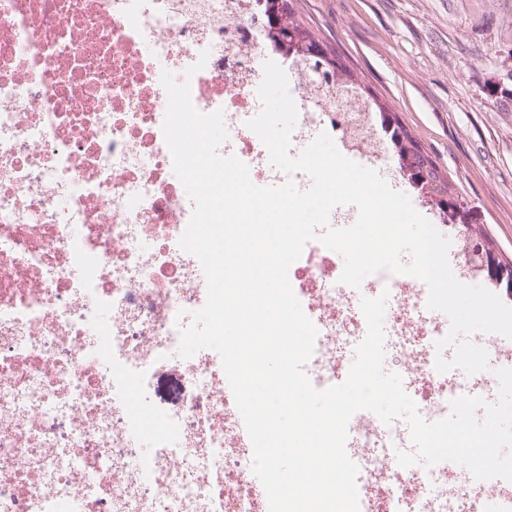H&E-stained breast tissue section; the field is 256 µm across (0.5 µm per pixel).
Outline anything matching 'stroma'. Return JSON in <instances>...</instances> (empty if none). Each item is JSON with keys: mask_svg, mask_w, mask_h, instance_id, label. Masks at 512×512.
Here are the masks:
<instances>
[{"mask_svg": "<svg viewBox=\"0 0 512 512\" xmlns=\"http://www.w3.org/2000/svg\"><path fill=\"white\" fill-rule=\"evenodd\" d=\"M298 10L447 179L460 209L448 222L408 185L400 190L450 238L449 264L465 284L489 287L463 254L473 229L512 263V104L490 92L507 79L512 0H298Z\"/></svg>", "mask_w": 512, "mask_h": 512, "instance_id": "35a3bbf8", "label": "stroma"}]
</instances>
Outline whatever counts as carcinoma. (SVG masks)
I'll list each match as a JSON object with an SVG mask.
<instances>
[{"mask_svg": "<svg viewBox=\"0 0 512 512\" xmlns=\"http://www.w3.org/2000/svg\"><path fill=\"white\" fill-rule=\"evenodd\" d=\"M283 9L288 13L286 27L280 30L278 36L267 34L266 39L269 43L277 51L290 54L309 67L323 66L327 84L336 80L344 85L354 82V77L349 73L347 66L342 62L336 63L338 56L297 17L295 0H283ZM377 111L380 124L389 131L390 150L397 159L399 171L407 175L412 188L419 193L425 191L435 199L447 193L448 182L441 176L438 167L423 150L416 137L400 123L391 125L386 116L388 110L384 107H377ZM415 165L425 168L427 180L421 187L409 173Z\"/></svg>", "mask_w": 512, "mask_h": 512, "instance_id": "carcinoma-1", "label": "carcinoma"}]
</instances>
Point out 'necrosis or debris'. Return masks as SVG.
Segmentation results:
<instances>
[{
  "label": "necrosis or debris",
  "mask_w": 512,
  "mask_h": 512,
  "mask_svg": "<svg viewBox=\"0 0 512 512\" xmlns=\"http://www.w3.org/2000/svg\"><path fill=\"white\" fill-rule=\"evenodd\" d=\"M255 16V0H0V512H269L219 354L178 355L207 284L179 246L193 203L162 131L161 75L188 81L201 113L222 111L219 151L258 186L311 184L271 165L247 126L269 59L298 111L291 155L325 133L381 177L396 170L371 105L305 93L304 65L273 52ZM339 277L335 252L316 241L289 269L318 330L304 366L312 385L347 378L336 339L364 335L360 299L384 294L420 416L448 417L471 377L435 368L446 330L426 311V283L379 273L359 296ZM174 367L187 386L168 410L154 381ZM149 420L158 431L147 441ZM351 423L360 512L478 502L472 476L399 466L398 424L360 412Z\"/></svg>",
  "instance_id": "4bbe7bcc"
}]
</instances>
